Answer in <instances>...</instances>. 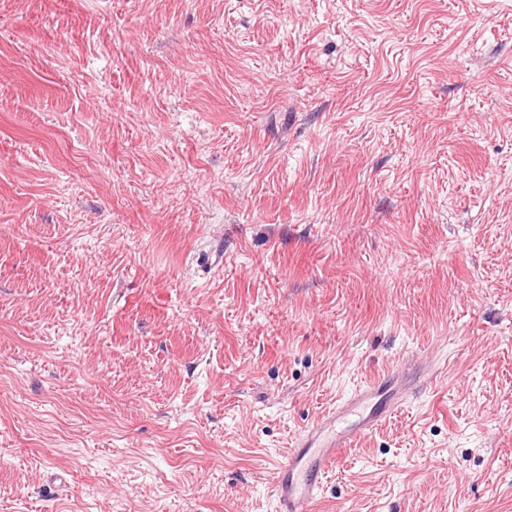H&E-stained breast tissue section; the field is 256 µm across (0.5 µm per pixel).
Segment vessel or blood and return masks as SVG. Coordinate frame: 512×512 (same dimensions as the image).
<instances>
[{
  "label": "vessel or blood",
  "instance_id": "b4317fda",
  "mask_svg": "<svg viewBox=\"0 0 512 512\" xmlns=\"http://www.w3.org/2000/svg\"><path fill=\"white\" fill-rule=\"evenodd\" d=\"M405 390L373 380L302 430L276 468V512H314L323 480L340 454L404 405Z\"/></svg>",
  "mask_w": 512,
  "mask_h": 512
}]
</instances>
